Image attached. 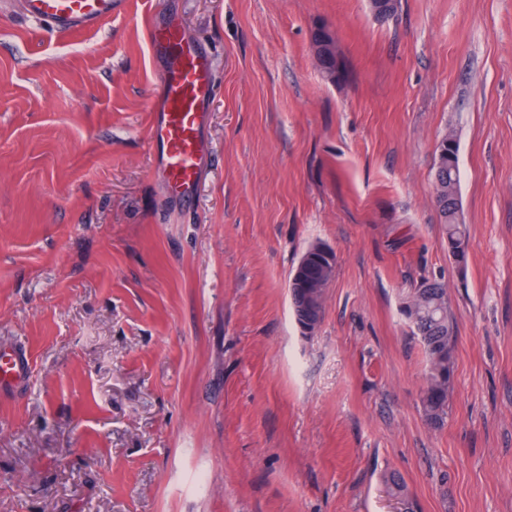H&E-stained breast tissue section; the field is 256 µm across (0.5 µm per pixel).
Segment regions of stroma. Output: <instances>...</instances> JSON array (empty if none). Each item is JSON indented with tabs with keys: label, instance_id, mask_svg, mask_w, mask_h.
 I'll list each match as a JSON object with an SVG mask.
<instances>
[{
	"label": "stroma",
	"instance_id": "1",
	"mask_svg": "<svg viewBox=\"0 0 512 512\" xmlns=\"http://www.w3.org/2000/svg\"><path fill=\"white\" fill-rule=\"evenodd\" d=\"M169 18L216 84L189 205L150 139ZM315 244L306 336L288 280ZM427 281L456 321L438 426L403 312ZM5 342L32 372L0 398V512H512V0H116L64 38L0 4ZM445 142L447 145L445 146ZM443 149V154H437L435 170V204L440 213L445 234L448 239V249H453L459 255V264H465L468 254L469 241L465 228L459 223V170L457 167V143L451 136L442 138L437 152ZM457 200L458 205L454 203Z\"/></svg>",
	"mask_w": 512,
	"mask_h": 512
}]
</instances>
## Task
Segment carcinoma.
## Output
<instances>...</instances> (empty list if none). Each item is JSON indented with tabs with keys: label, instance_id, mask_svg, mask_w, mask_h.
I'll use <instances>...</instances> for the list:
<instances>
[{
	"label": "carcinoma",
	"instance_id": "1",
	"mask_svg": "<svg viewBox=\"0 0 512 512\" xmlns=\"http://www.w3.org/2000/svg\"><path fill=\"white\" fill-rule=\"evenodd\" d=\"M435 170V204L440 213L448 248L459 255V263L466 262L469 241L465 228L459 223V170L457 143L451 136L442 138ZM445 288L439 282L428 281L416 289L405 306L413 332L419 336L427 356V385L423 406L427 419L441 424L448 415V397L453 373L452 342L454 321L445 298Z\"/></svg>",
	"mask_w": 512,
	"mask_h": 512
}]
</instances>
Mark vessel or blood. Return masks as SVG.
I'll return each mask as SVG.
<instances>
[{
    "mask_svg": "<svg viewBox=\"0 0 512 512\" xmlns=\"http://www.w3.org/2000/svg\"><path fill=\"white\" fill-rule=\"evenodd\" d=\"M115 0H18L24 18L46 25L50 36L86 32L112 18ZM152 53L167 65L157 90L150 137L156 164L172 196L192 199L204 167V108L214 95L212 56L172 21L149 29ZM31 372L28 355L0 345V394L14 392Z\"/></svg>",
    "mask_w": 512,
    "mask_h": 512,
    "instance_id": "1",
    "label": "vessel or blood"
}]
</instances>
